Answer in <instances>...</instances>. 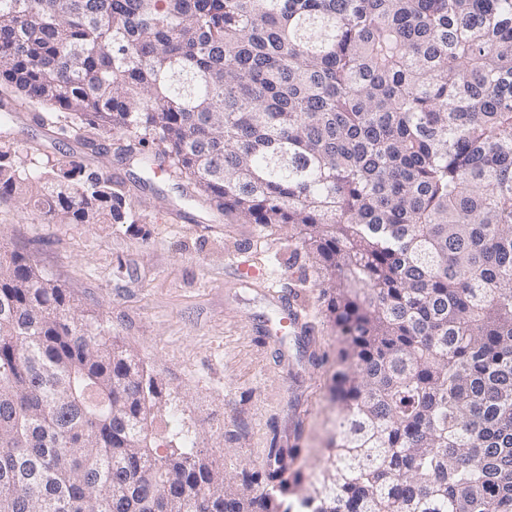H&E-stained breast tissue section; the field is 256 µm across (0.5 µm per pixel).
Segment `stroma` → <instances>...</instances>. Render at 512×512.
Segmentation results:
<instances>
[{
	"label": "stroma",
	"mask_w": 512,
	"mask_h": 512,
	"mask_svg": "<svg viewBox=\"0 0 512 512\" xmlns=\"http://www.w3.org/2000/svg\"><path fill=\"white\" fill-rule=\"evenodd\" d=\"M70 121L60 112L55 126L41 124L0 92V123L11 130L0 147L16 165L80 160L122 190L129 222L47 224L20 197L0 198V248L30 254L146 364L160 389L157 436H169L178 416L216 469L236 478L257 470L273 445H293L304 483L316 482L343 414L331 393L339 340L320 286L303 276L297 229L263 235L227 223L187 179L124 160L127 135L96 132L104 148L94 152L58 134ZM278 291L314 325L313 337L280 329Z\"/></svg>",
	"instance_id": "stroma-1"
}]
</instances>
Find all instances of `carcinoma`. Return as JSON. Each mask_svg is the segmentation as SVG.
Masks as SVG:
<instances>
[{
	"mask_svg": "<svg viewBox=\"0 0 512 512\" xmlns=\"http://www.w3.org/2000/svg\"><path fill=\"white\" fill-rule=\"evenodd\" d=\"M0 0V86L132 134L224 216L299 230L341 342L321 479L236 484L151 433L154 381L30 255L0 251V512H512V0ZM125 223L76 159L0 196Z\"/></svg>",
	"mask_w": 512,
	"mask_h": 512,
	"instance_id": "cac0c4a2",
	"label": "carcinoma"
}]
</instances>
